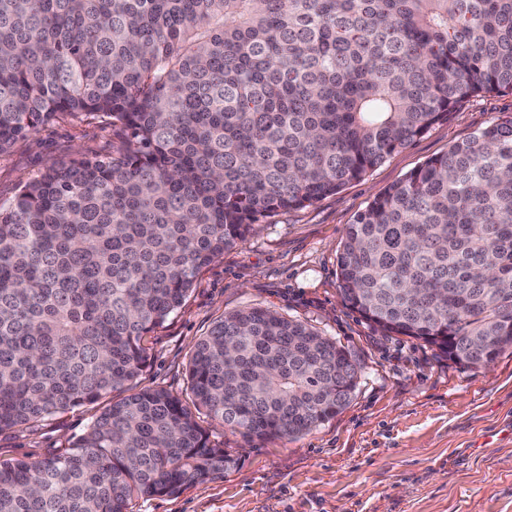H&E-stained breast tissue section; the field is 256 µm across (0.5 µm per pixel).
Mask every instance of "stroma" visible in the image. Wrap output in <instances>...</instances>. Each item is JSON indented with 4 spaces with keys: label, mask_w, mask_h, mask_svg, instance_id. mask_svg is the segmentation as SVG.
Segmentation results:
<instances>
[{
    "label": "stroma",
    "mask_w": 512,
    "mask_h": 512,
    "mask_svg": "<svg viewBox=\"0 0 512 512\" xmlns=\"http://www.w3.org/2000/svg\"><path fill=\"white\" fill-rule=\"evenodd\" d=\"M512 117V94L467 100L446 121L313 205L260 217L245 242L203 268L182 307L150 332L141 388L182 396L194 343L225 313L261 307L308 323L356 359L348 405L308 433L250 440L200 422L237 460L179 494L133 512H512V349L489 369L455 364L405 336H386L339 294L347 224L374 195L487 122ZM123 137L98 120H60L0 154V202L54 161L105 156ZM76 408L0 433V461H36L83 434Z\"/></svg>",
    "instance_id": "obj_1"
}]
</instances>
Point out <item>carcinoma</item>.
Returning a JSON list of instances; mask_svg holds the SVG:
<instances>
[{
	"label": "carcinoma",
	"mask_w": 512,
	"mask_h": 512,
	"mask_svg": "<svg viewBox=\"0 0 512 512\" xmlns=\"http://www.w3.org/2000/svg\"><path fill=\"white\" fill-rule=\"evenodd\" d=\"M489 93H512V0H0V153L63 118L124 139L0 203V432L97 408L68 447L0 462V512H131L213 480L234 459L201 412L259 440L336 416L359 366L300 321L225 314L193 346L188 402L137 388L144 336L260 217ZM337 266L390 335L474 368L512 348V118L377 193Z\"/></svg>",
	"instance_id": "1"
}]
</instances>
